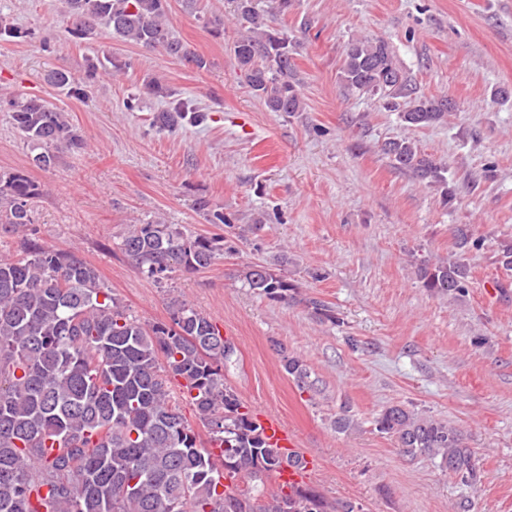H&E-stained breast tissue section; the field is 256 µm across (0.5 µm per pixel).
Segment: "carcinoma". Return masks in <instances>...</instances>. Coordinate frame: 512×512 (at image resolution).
I'll return each mask as SVG.
<instances>
[{
  "mask_svg": "<svg viewBox=\"0 0 512 512\" xmlns=\"http://www.w3.org/2000/svg\"><path fill=\"white\" fill-rule=\"evenodd\" d=\"M68 33L83 38L97 24L112 35L200 67L203 60L177 39L167 22L168 0H64ZM246 31L233 45L253 93L272 112H299L292 42L257 11L237 0ZM340 81L349 93L378 95L388 109L410 100L400 119L410 126L448 123L455 104L418 94L383 39L349 43ZM7 106L25 138L39 149L33 163L51 168L62 151L79 153L84 137L58 108L37 97L13 96ZM206 112L176 99L153 123L172 129L200 124ZM384 153L394 168L442 188L447 168L408 139L390 141ZM38 184L17 171L0 172V225L27 235L35 223ZM219 237L187 236L169 224L146 220L119 243L140 273L161 281L177 269L209 267ZM483 240L458 230V248L480 250ZM245 286L286 301L296 285L261 263L241 271ZM423 287L437 295L467 290L463 257L420 268ZM233 348L210 318L175 298L170 323L143 324L110 294L99 274L72 252L28 243L18 259L0 258V512H354L303 485L269 492L263 477L303 464L271 446L253 411L224 379ZM282 368L305 384L303 362L282 353ZM188 400L207 429L216 454L182 414ZM378 432L397 439L411 456H425L462 485L477 482L472 451L450 423L392 405L375 420ZM253 482L245 492L224 480ZM48 486L41 494L40 487Z\"/></svg>",
  "mask_w": 512,
  "mask_h": 512,
  "instance_id": "obj_1",
  "label": "carcinoma"
}]
</instances>
